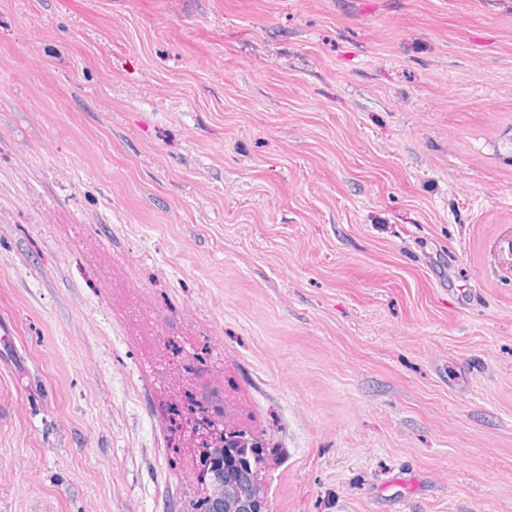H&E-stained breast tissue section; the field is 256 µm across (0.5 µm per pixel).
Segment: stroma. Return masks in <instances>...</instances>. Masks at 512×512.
<instances>
[{
  "mask_svg": "<svg viewBox=\"0 0 512 512\" xmlns=\"http://www.w3.org/2000/svg\"><path fill=\"white\" fill-rule=\"evenodd\" d=\"M507 240L512 0H0V512H512ZM185 398L186 402L182 403V405L179 406L178 404H171L169 408L171 415L170 422L176 431L183 429L182 420L188 415L194 413L196 411V407L203 410L204 402L207 400L206 397L199 399L189 392L185 393ZM208 417L210 422L206 423L200 419L199 433L193 436V448H203L204 442L210 444L211 439H219L224 435V447L222 459L212 460V469L216 472L219 482L222 484L220 491L223 496V512H267L266 497L259 502L255 497V482L257 474L261 472L265 462V447L246 448L247 442L242 438L231 436L234 430L228 428L224 419ZM239 448L236 457L231 455V450ZM242 457V458H238ZM224 461V469L222 462ZM261 468L257 470V462Z\"/></svg>",
  "mask_w": 512,
  "mask_h": 512,
  "instance_id": "1",
  "label": "stroma"
}]
</instances>
